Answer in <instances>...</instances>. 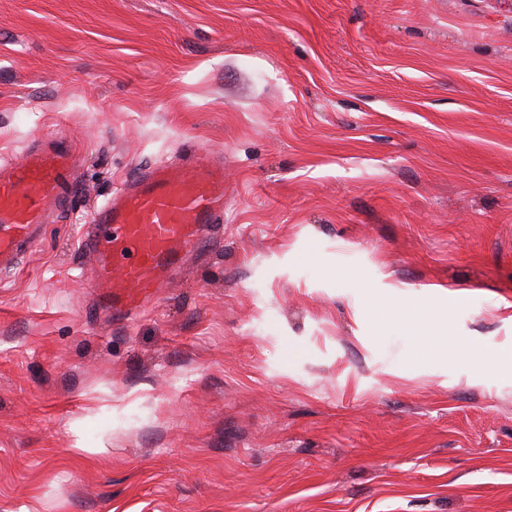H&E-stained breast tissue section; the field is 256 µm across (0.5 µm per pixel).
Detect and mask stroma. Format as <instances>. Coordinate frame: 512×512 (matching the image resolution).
Masks as SVG:
<instances>
[{"instance_id":"35a3bbf8","label":"stroma","mask_w":512,"mask_h":512,"mask_svg":"<svg viewBox=\"0 0 512 512\" xmlns=\"http://www.w3.org/2000/svg\"><path fill=\"white\" fill-rule=\"evenodd\" d=\"M56 135L77 194L0 273V512H512V0H0V163ZM192 150L224 220L113 322L81 227ZM371 313L381 327L398 325L415 330L416 336L448 340V336L443 335L448 318L446 321L437 313L421 308L413 310L408 305L398 306L384 300L376 301L371 307Z\"/></svg>"}]
</instances>
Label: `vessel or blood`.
<instances>
[{
  "label": "vessel or blood",
  "mask_w": 512,
  "mask_h": 512,
  "mask_svg": "<svg viewBox=\"0 0 512 512\" xmlns=\"http://www.w3.org/2000/svg\"><path fill=\"white\" fill-rule=\"evenodd\" d=\"M77 155L62 138L41 141L17 164L0 166V269L32 247L49 207L76 190ZM224 214V162L200 154L142 170L86 225L89 286L113 315L139 311Z\"/></svg>",
  "instance_id": "obj_1"
}]
</instances>
